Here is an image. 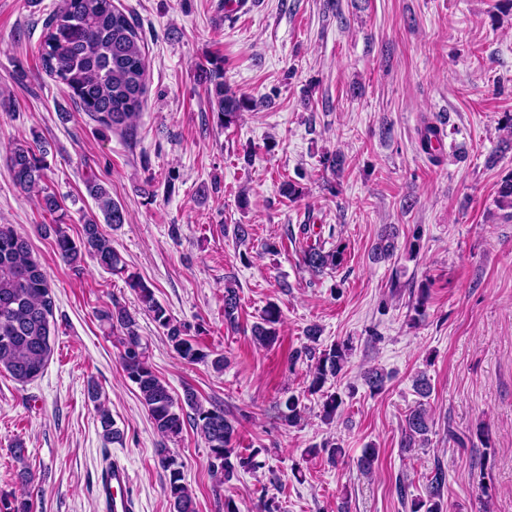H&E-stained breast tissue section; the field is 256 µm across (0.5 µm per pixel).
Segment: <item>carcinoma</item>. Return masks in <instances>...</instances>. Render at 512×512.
Here are the masks:
<instances>
[{"label":"carcinoma","mask_w":512,"mask_h":512,"mask_svg":"<svg viewBox=\"0 0 512 512\" xmlns=\"http://www.w3.org/2000/svg\"><path fill=\"white\" fill-rule=\"evenodd\" d=\"M40 61L44 71L57 79L73 101L96 122L107 129L130 131L139 116L146 93V63L139 33L123 11L112 0H63L58 9L45 22L40 45ZM206 92L211 111L228 128L235 124L240 114L252 107L251 99L238 96L224 84V67L215 61L205 69ZM443 130L425 125L419 133L418 146L432 164L441 163ZM9 165L16 184L26 192L41 197L44 211L54 214L60 207L57 198L46 191L44 185L47 166L44 157L28 144L17 143L11 149ZM88 194L96 201L105 223L118 227L125 223L126 213L112 200L108 189L96 178L85 181ZM496 205L499 209L512 210V171L501 179L497 190ZM53 234L57 254L66 262L75 264L88 256L103 268L125 276L129 288L135 291L145 311L164 330L166 337L179 356L189 362L210 360L212 367L224 369V355L213 358L187 338L185 324L177 321L169 310L155 298L153 289L136 273L128 270L120 255L113 249L111 239L94 219L83 224L80 239H73L63 224L48 225ZM303 263L312 270L333 269L344 260V249L336 247L326 251L319 243H311L303 251ZM430 296L428 283H423L412 310V321L425 316ZM240 298L235 288H224V320L231 326L237 324ZM55 301L48 276L43 266L32 256L27 237L12 224H0V369L19 384H25L44 370L53 354L50 319L54 316ZM100 321L121 333L120 364L125 377L134 383L143 405L147 408L154 429L165 439L179 437L184 427V408L191 410L189 418L197 434L210 450V467L218 481L229 483L238 471L256 470L262 463L256 453L244 455L235 448L236 426L224 416V409L213 405L205 407L190 389L185 390L179 406L168 385L160 379L148 362L145 347L136 331L135 319L119 302L97 311ZM281 310L270 303L265 308L261 322L252 327L256 343L270 347L278 340L277 324ZM312 345L295 351L291 362L306 357L314 362L309 374L308 391L316 394L325 384L343 371L351 351L349 343L336 342L323 349L313 343L319 330L311 326L306 331ZM371 394L379 393L385 386L386 375L378 369H369L362 376ZM343 399L337 392L323 399L321 417L331 422L336 417ZM281 417L293 427L302 418L300 398L290 395L281 402ZM97 416L103 437L112 442L122 441L120 431L114 427L109 410L97 407ZM430 419L424 403H419L405 416L403 448L416 442L428 441ZM309 453H323L337 462L342 448L327 441L309 449ZM379 451L374 447L363 449L357 459L358 468L369 473L378 460ZM158 465L166 472V493L171 512H196L195 498L185 482L182 464L168 448L157 449ZM448 475L437 463L427 477L425 494L414 496L409 486L401 483L397 493L401 501H410L409 512H447L443 490Z\"/></svg>","instance_id":"carcinoma-1"}]
</instances>
